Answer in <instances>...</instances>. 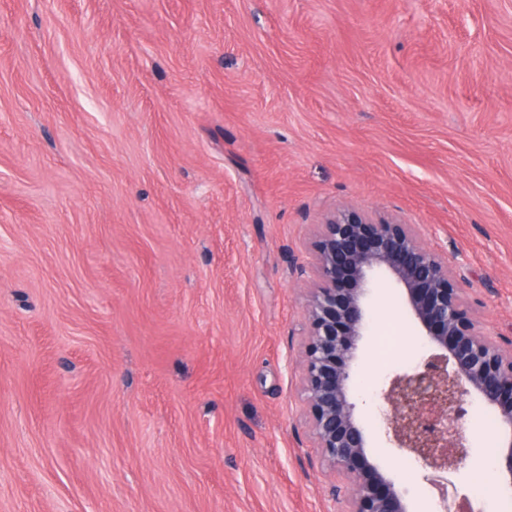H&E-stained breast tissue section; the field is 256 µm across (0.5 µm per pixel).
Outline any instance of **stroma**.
<instances>
[{"label":"stroma","mask_w":512,"mask_h":512,"mask_svg":"<svg viewBox=\"0 0 512 512\" xmlns=\"http://www.w3.org/2000/svg\"><path fill=\"white\" fill-rule=\"evenodd\" d=\"M342 207L512 337V0H0V512H334L294 330ZM417 332L382 291L366 414ZM461 426L453 512H486Z\"/></svg>","instance_id":"1"}]
</instances>
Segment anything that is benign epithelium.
Wrapping results in <instances>:
<instances>
[{
	"label": "benign epithelium",
	"instance_id": "obj_1",
	"mask_svg": "<svg viewBox=\"0 0 512 512\" xmlns=\"http://www.w3.org/2000/svg\"><path fill=\"white\" fill-rule=\"evenodd\" d=\"M312 256L316 279L307 288L301 332V397L315 448L337 474L328 496L344 504L342 512H411L404 490L369 457L372 442L356 390L381 282L399 291L423 338L445 351L395 377L384 392L390 409L379 415L387 442L413 455L424 470H460V403L473 393L500 413L505 432L494 477L511 490L512 340L505 347L481 331L448 256L425 247L411 224L350 208L325 216Z\"/></svg>",
	"mask_w": 512,
	"mask_h": 512
}]
</instances>
